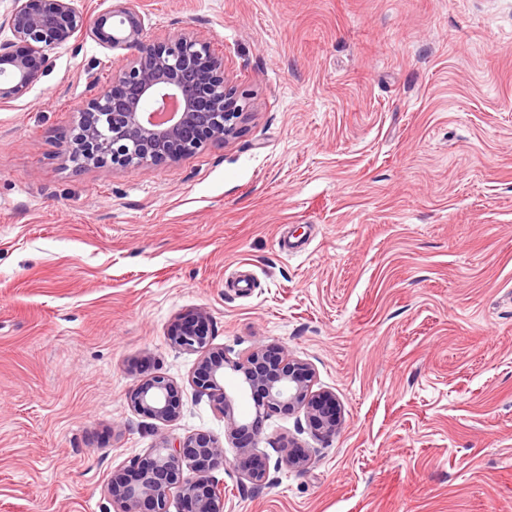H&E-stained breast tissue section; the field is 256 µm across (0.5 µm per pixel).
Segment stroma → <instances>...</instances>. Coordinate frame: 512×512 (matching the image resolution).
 Masks as SVG:
<instances>
[{
  "label": "stroma",
  "instance_id": "35a3bbf8",
  "mask_svg": "<svg viewBox=\"0 0 512 512\" xmlns=\"http://www.w3.org/2000/svg\"><path fill=\"white\" fill-rule=\"evenodd\" d=\"M134 4L149 36L209 38L249 117L175 163L75 169L86 73L121 65L90 39L0 105V512H116L163 431L129 401L156 373L172 432L223 443L224 512H512V0ZM198 309L341 405L325 438L265 421L261 486L169 342ZM277 450L280 464L289 468L304 470L310 463V450L289 438L284 440Z\"/></svg>",
  "mask_w": 512,
  "mask_h": 512
}]
</instances>
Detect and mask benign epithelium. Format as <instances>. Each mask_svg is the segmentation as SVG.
Masks as SVG:
<instances>
[{"mask_svg": "<svg viewBox=\"0 0 512 512\" xmlns=\"http://www.w3.org/2000/svg\"><path fill=\"white\" fill-rule=\"evenodd\" d=\"M0 103L26 93L50 65V55L91 37L98 45L121 53L122 65L112 81L100 84L88 75L90 96L78 119L63 136V154L77 169H129L177 162L208 143L237 135L246 104L228 86L224 56L211 42L178 30L148 39L143 19L131 0H112L93 18L74 0H14L0 20ZM174 347L203 353L192 383L224 416L225 437L238 449L241 479L254 486L267 477L268 463L257 448L263 422L274 414L304 411L311 428L323 436L336 433L341 410L336 397L316 392L314 370L288 357L281 345L255 347L232 359L210 343L204 310L179 319L170 329ZM239 378L242 394L254 401L251 420L235 415V396L224 388L226 372ZM133 409L167 426L182 408L181 390L157 374L139 379L131 397ZM279 462L308 467L310 450L286 439L278 447ZM192 472H184V463ZM224 464V448L204 433L178 437L161 434L156 448L133 462L129 473L114 474L109 492L118 512H169L171 495L182 512H224V491L211 472Z\"/></svg>", "mask_w": 512, "mask_h": 512, "instance_id": "7a95c632", "label": "benign epithelium"}]
</instances>
